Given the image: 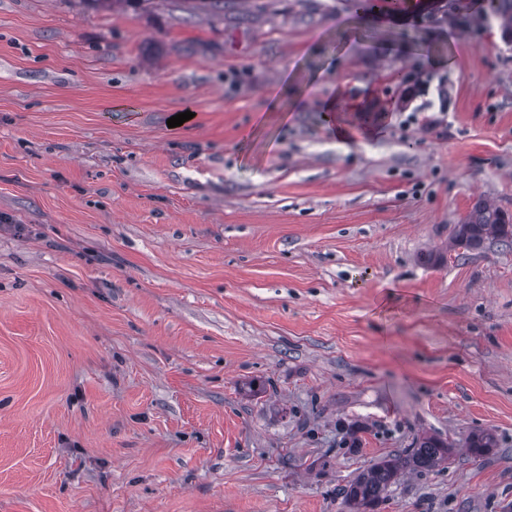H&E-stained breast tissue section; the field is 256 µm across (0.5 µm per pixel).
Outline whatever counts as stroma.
I'll use <instances>...</instances> for the list:
<instances>
[{
    "instance_id": "obj_1",
    "label": "stroma",
    "mask_w": 512,
    "mask_h": 512,
    "mask_svg": "<svg viewBox=\"0 0 512 512\" xmlns=\"http://www.w3.org/2000/svg\"><path fill=\"white\" fill-rule=\"evenodd\" d=\"M480 200L512 215L483 0H0V512H348L423 434L454 458L374 512H512V247H450ZM344 107V102L337 95L329 99L323 106V112H326L325 119L335 126L336 136L339 138H347L352 133V129L343 120Z\"/></svg>"
}]
</instances>
